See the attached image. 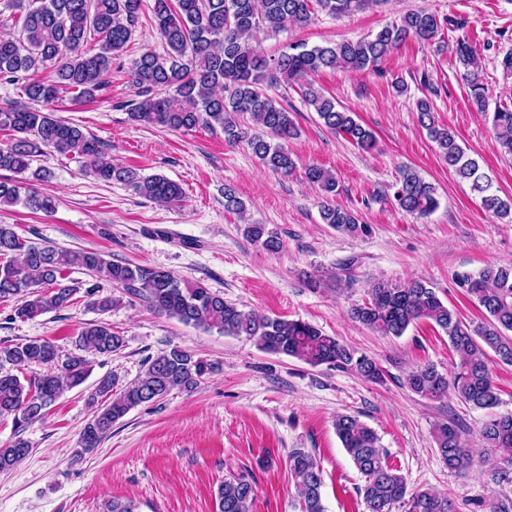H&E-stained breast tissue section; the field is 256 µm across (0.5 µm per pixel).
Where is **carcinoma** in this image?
Listing matches in <instances>:
<instances>
[{
    "mask_svg": "<svg viewBox=\"0 0 512 512\" xmlns=\"http://www.w3.org/2000/svg\"><path fill=\"white\" fill-rule=\"evenodd\" d=\"M366 0H154L156 28L166 46L158 55L145 52L134 59L130 77L136 98L127 104L129 118L172 131L197 126L219 127L230 142L247 139L252 153L267 169L287 175L295 162L283 142L298 134L292 114L266 89L274 82H303L305 101L323 125L343 133L361 148L372 145L373 134L359 124L353 113L336 106L335 100L316 91L307 78L324 70L374 69L393 51L414 40L431 44L442 28L459 30L463 24L452 17L439 18L426 11L406 14L401 22L374 37L341 41L328 46L307 47L291 43L278 56L267 59L249 44L261 30L277 33L287 24L301 25L318 8L343 16L361 8ZM21 12L19 37L0 38V79L23 81L27 99L0 105V131L10 140L0 147V171L17 175L31 171L36 158L50 151L59 156L83 158L86 174L103 182H118L158 204L183 200L184 191L162 174L144 176L137 169L112 162L101 142L72 122L56 116L53 104L59 91L71 90L81 98L92 97L108 83L112 60L130 41L142 11L143 0H8ZM97 36V48H86L88 36ZM463 69L472 103L487 109V87L479 75V57L469 38L456 39L453 47ZM54 67V78L42 80L32 74ZM418 119L437 144L442 160L480 198L481 207L499 219L512 220V200L492 189L479 163L466 156L455 136L435 122L428 99L416 104ZM247 115L280 139L274 144L264 134L247 135L240 117ZM491 126L498 145L512 155V109L497 108ZM309 183L324 196L336 192L333 174L319 165L305 169ZM394 198L405 212L418 216L438 206L435 187L416 171L400 170ZM25 204L49 213L54 201L29 189L22 180L0 179V208ZM324 223L351 237L366 235L369 226L342 207L324 202ZM246 235L269 251L280 248V240L263 224H250ZM0 301H15L14 316L31 320L69 306L77 287L67 283V272L82 270L94 279L85 291L90 305L106 312L121 297L97 296L99 281L112 283L140 297L154 312L185 325L216 330L226 336H244L258 348L297 358L316 367L333 364L378 382L383 373L377 362L340 343L300 319L269 317L244 311L224 300V295L201 281L191 282L171 271L139 264L112 262L94 250L69 251L26 243L10 224H0ZM462 292L485 311V320L465 322L440 299L435 288L420 279L403 283L377 281L368 299L349 309L352 319L384 335L401 336L413 323L425 319L448 336L455 355L448 372L423 364L407 375V387L428 398L453 395L492 413L482 423V447L489 450L491 481L512 484V411L499 413L490 357L512 364V265H488L477 273L456 275ZM124 346V339L103 321L89 322L77 347L110 355ZM47 366L51 371L30 376L22 370ZM212 370V365L194 357L187 349L173 346L150 359L140 377L120 392L113 391L112 377L100 379L88 397L94 415L84 428L77 456L92 451L111 433L112 426L132 409L156 402L173 390L191 392ZM90 374L82 356L60 359L59 348L48 340H28L0 348V417L13 416L17 432L42 419L48 407L63 392L82 385ZM336 435L358 471L365 477L360 494L366 512H457L446 492L409 491L407 482L390 466L375 431L354 415L341 414L334 422ZM437 451L450 470L473 465L468 445L457 425L442 422L434 429ZM31 452L29 442L17 438L0 450V472L8 471ZM288 471L300 490V512H325L321 470L313 456L297 448L288 456ZM255 486L243 476L232 475L215 493L216 512H251Z\"/></svg>",
    "mask_w": 512,
    "mask_h": 512,
    "instance_id": "carcinoma-1",
    "label": "carcinoma"
}]
</instances>
